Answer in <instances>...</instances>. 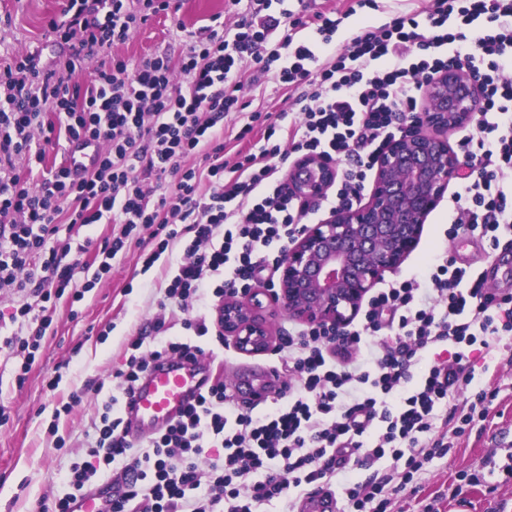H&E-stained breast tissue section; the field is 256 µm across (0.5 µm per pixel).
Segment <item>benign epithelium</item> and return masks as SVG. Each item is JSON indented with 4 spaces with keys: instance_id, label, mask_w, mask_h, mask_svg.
<instances>
[{
    "instance_id": "obj_1",
    "label": "benign epithelium",
    "mask_w": 512,
    "mask_h": 512,
    "mask_svg": "<svg viewBox=\"0 0 512 512\" xmlns=\"http://www.w3.org/2000/svg\"><path fill=\"white\" fill-rule=\"evenodd\" d=\"M425 87L422 122L379 154L367 200L329 212L289 242L278 263V285L269 294L281 312L345 331L385 273L397 270L417 247L428 215L462 168L444 133L472 126L480 97L477 83L458 68L433 75ZM335 181L336 165L319 155L301 156L288 167V183L305 199L326 194ZM262 308L257 292L228 295L218 306L225 337L244 354L272 348Z\"/></svg>"
}]
</instances>
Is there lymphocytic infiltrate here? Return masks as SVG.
Returning <instances> with one entry per match:
<instances>
[{"instance_id":"lymphocytic-infiltrate-1","label":"lymphocytic infiltrate","mask_w":512,"mask_h":512,"mask_svg":"<svg viewBox=\"0 0 512 512\" xmlns=\"http://www.w3.org/2000/svg\"><path fill=\"white\" fill-rule=\"evenodd\" d=\"M272 3L248 0L233 29L211 19L184 29L179 54L158 51L132 63L112 49L172 0H67L47 24L68 48L65 73L45 67L37 52L0 69V291L81 301L118 254L149 238L156 246L142 249L146 270L169 245L182 246L166 299L186 308L207 291L218 298L248 291L311 212L282 182L281 164L294 154L337 162L339 188L323 203L353 204L387 140L419 120L425 78L451 67L467 72L482 95L474 129L457 142L464 171L450 195L448 234L479 239L490 254L512 237V0H430L427 9L363 23L341 45L340 19L319 13L309 21L289 9L272 12ZM95 58L91 80L79 84ZM250 59L259 74L244 70ZM268 72L296 95L281 145L271 113L247 110L241 96ZM241 111L247 120L236 140L261 127L270 142L228 162L216 127ZM81 140L102 145L81 178L62 163L43 167L47 148ZM191 156L197 164L183 166ZM61 217L72 227H115L81 285L72 246L58 237ZM11 319L30 327L0 337V356L19 361L21 385L52 320L29 302ZM184 327L187 336L168 335L160 315L151 349L141 336L128 342L126 368L92 424V459L73 467V492L44 512H71L103 469L112 474V512H296L304 488L335 483L347 512H389L393 495L488 416L499 391L473 389V353L499 343L512 354V293L484 288L449 253L434 255L378 289L360 326L290 334L280 360L288 395L273 410L241 407L219 380L163 434L130 445L120 405L151 360L203 352L207 336L224 341L205 316ZM345 345L354 358L336 360ZM440 346L451 348L450 358L423 364ZM463 391L461 411L454 399ZM353 465L371 476L348 482Z\"/></svg>"}]
</instances>
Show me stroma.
<instances>
[{"label": "stroma", "mask_w": 512, "mask_h": 512, "mask_svg": "<svg viewBox=\"0 0 512 512\" xmlns=\"http://www.w3.org/2000/svg\"><path fill=\"white\" fill-rule=\"evenodd\" d=\"M178 11L157 15L122 46L119 56L130 60L157 50L178 53L177 24L199 26L222 15L233 26L245 11L231 0H178ZM65 0H0V65L39 51L43 61L62 67L65 51L48 42L46 25L58 16ZM448 204L440 202L429 215L416 250L400 266L399 275L413 273L433 252H458L472 264L484 265L480 244L460 236L448 238ZM140 249L131 246L112 263L110 276L78 303L60 300L51 309L52 325L43 341L29 378L16 386L13 362L0 358V401L11 408V419L0 426V512H40L47 499L63 495L64 480L73 462L86 460L87 431L95 416L97 384H111L122 369L128 339L149 334L164 296L163 270L175 265L179 247L169 248L155 266L143 270ZM275 353L247 355L232 342L224 344V360L210 367L213 377L235 380L256 367L277 362ZM477 387H500L489 416L469 435L455 440L448 458L395 496L392 512H423L437 502L440 512H512V475L500 474L495 492L467 482L488 458L505 460L512 454V363L502 361L497 349L474 353ZM59 377L57 389L46 381ZM57 434H50V425Z\"/></svg>", "instance_id": "35a3bbf8"}]
</instances>
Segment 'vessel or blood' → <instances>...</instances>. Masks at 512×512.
I'll return each mask as SVG.
<instances>
[{"label":"vessel or blood","mask_w":512,"mask_h":512,"mask_svg":"<svg viewBox=\"0 0 512 512\" xmlns=\"http://www.w3.org/2000/svg\"><path fill=\"white\" fill-rule=\"evenodd\" d=\"M95 154V146L74 144L67 155L72 177H80ZM211 383L207 362L200 355L155 359L136 383L124 408V421L135 433L161 430L183 407L203 395ZM73 508L75 512H110L104 494L98 489L83 493Z\"/></svg>","instance_id":"1"}]
</instances>
